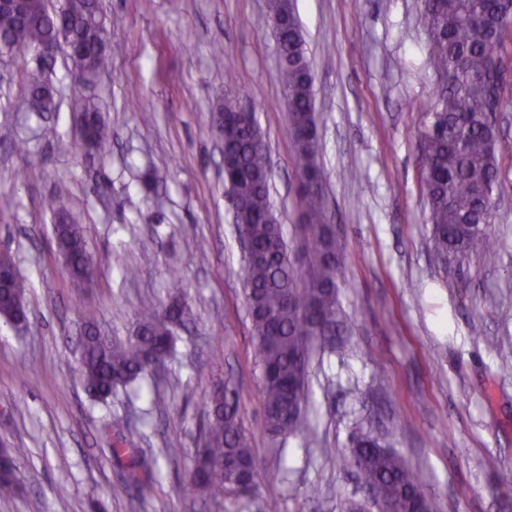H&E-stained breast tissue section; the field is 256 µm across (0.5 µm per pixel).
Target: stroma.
<instances>
[{
    "label": "stroma",
    "mask_w": 512,
    "mask_h": 512,
    "mask_svg": "<svg viewBox=\"0 0 512 512\" xmlns=\"http://www.w3.org/2000/svg\"><path fill=\"white\" fill-rule=\"evenodd\" d=\"M267 0H99L111 64L76 81L65 47L47 74L57 109L24 108L34 56L0 55V249L27 283L30 327L0 324V441L26 449L14 512H206L183 492L219 380L244 384L243 425L259 459V493L224 497V512H342L367 503L365 486L332 467L353 434L382 437L419 469L436 512H512V153L500 154L494 249L463 267L439 265L418 169L435 89L421 0H295L314 75L328 173L325 213L342 249L338 301L346 330L316 343L308 364L312 435L264 430L259 369L241 277L243 252L229 206L212 117L224 100L221 44L239 98L268 145L271 197L291 258H301L302 203L288 104ZM93 101L112 150L75 148L76 115ZM358 170V181L344 179ZM66 185L84 227L92 288H70L44 199ZM203 237L206 251L192 241ZM122 254L128 277L112 264ZM182 288L193 314L177 329L160 378L101 401L78 375L82 305L102 334L127 337L136 313ZM495 306H488V296ZM123 440L154 463L152 501L138 506ZM180 449L176 458L161 450ZM495 457V468L485 461ZM276 484L280 496L263 493ZM320 488L311 496V488Z\"/></svg>",
    "instance_id": "1"
}]
</instances>
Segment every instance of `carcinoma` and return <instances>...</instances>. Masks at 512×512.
<instances>
[{"label": "carcinoma", "mask_w": 512, "mask_h": 512, "mask_svg": "<svg viewBox=\"0 0 512 512\" xmlns=\"http://www.w3.org/2000/svg\"><path fill=\"white\" fill-rule=\"evenodd\" d=\"M269 18L279 47V80L288 93L289 131L300 178L302 228L307 248L302 260L288 255L281 225L268 221L270 170L268 147L259 128L232 120L224 127V179L235 209L248 218L249 235L259 257L244 260L242 279L260 369L263 418L274 438L307 437L306 376L313 342L336 329L339 248L323 219L326 180L314 113V81L305 40L291 0H268ZM419 24L428 35L434 76H455L437 91L425 108V129L419 147L421 187L429 205L432 247L438 259L458 266L471 252L493 244L492 201L479 195L497 181L496 154L512 153V143L499 139L487 123L488 113L503 106V86L492 73L506 23L499 0H422ZM103 23L98 0H64L61 12L48 10L46 0H26L20 10H0V45L10 54H35L57 48L59 41L79 43L89 52L69 56L79 81L93 80L108 67L106 52L97 48ZM27 91L43 96L44 110L55 109L51 86L42 70L27 73ZM78 148L104 155L112 147V129L91 101L78 116ZM66 190L46 200L58 216L54 236L66 262L71 287H91L92 269L84 229L68 222ZM9 278L0 287V321L29 322L26 287L9 250L0 251V272ZM191 309L179 295L137 313V328L124 342L95 329L94 309L83 316L87 331L81 346V378L100 400L138 379L152 375L170 357L174 329L189 320ZM242 384H216L203 402L208 417L201 443L194 450L187 488L209 497V512H224V493L247 496L257 489L258 463L244 430L239 405ZM353 449L338 465L353 470L363 485L384 489L391 512H412L418 503L431 508L419 474L398 451L371 435H356ZM0 461V512H11L17 492L15 458L24 448H5ZM135 499L153 498L156 479L130 473Z\"/></svg>", "instance_id": "carcinoma-1"}]
</instances>
